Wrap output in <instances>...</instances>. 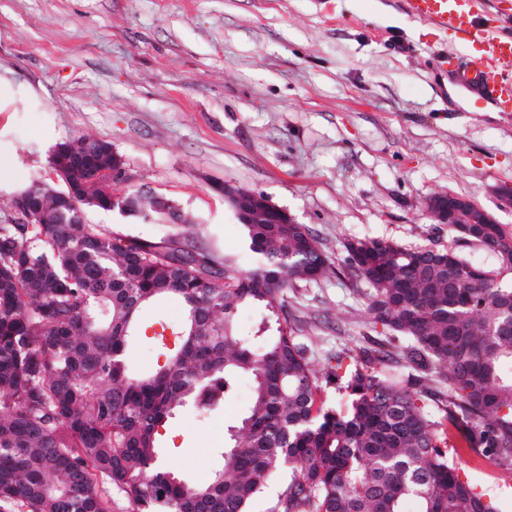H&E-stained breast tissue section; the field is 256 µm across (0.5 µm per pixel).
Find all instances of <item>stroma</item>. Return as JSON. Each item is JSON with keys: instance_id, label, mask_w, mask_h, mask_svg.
<instances>
[{"instance_id": "stroma-1", "label": "stroma", "mask_w": 512, "mask_h": 512, "mask_svg": "<svg viewBox=\"0 0 512 512\" xmlns=\"http://www.w3.org/2000/svg\"><path fill=\"white\" fill-rule=\"evenodd\" d=\"M459 46L402 0H0V224L18 222L16 192L54 181L57 144L90 136L122 156L133 189L192 217L201 251L243 271L254 258L217 189L224 182L287 210L335 263L346 241L368 237L493 267L426 211L450 192L512 229L496 195L512 185V110L473 108L438 62ZM85 219L147 240L168 231L94 208ZM294 296L320 319L309 331L316 358L359 356L373 330L350 277L297 283ZM184 317L173 298L142 310L144 333L128 350L136 374L165 361L159 322ZM250 396L244 376L218 413L177 412L160 438L171 470L206 480ZM455 464L512 512V470L468 448Z\"/></svg>"}]
</instances>
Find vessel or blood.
Segmentation results:
<instances>
[{
    "label": "vessel or blood",
    "mask_w": 512,
    "mask_h": 512,
    "mask_svg": "<svg viewBox=\"0 0 512 512\" xmlns=\"http://www.w3.org/2000/svg\"><path fill=\"white\" fill-rule=\"evenodd\" d=\"M404 8L439 31L454 30L463 43L477 45L476 54L450 60L456 80L475 105L512 108V30L486 24L485 0H404Z\"/></svg>",
    "instance_id": "b4317fda"
}]
</instances>
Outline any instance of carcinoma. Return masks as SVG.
Segmentation results:
<instances>
[{
	"mask_svg": "<svg viewBox=\"0 0 512 512\" xmlns=\"http://www.w3.org/2000/svg\"><path fill=\"white\" fill-rule=\"evenodd\" d=\"M109 185L75 201L112 208ZM27 197L55 224L0 225V512H111L106 478L134 512H254L285 476L267 512H500L459 479L470 448L512 470V231L450 224L492 256L489 270L459 252L375 239L344 244L333 267L305 224H245L255 257L241 272L189 237L156 241L96 224L44 185ZM365 285V318L382 336L362 365L330 354L319 370L301 336L314 316L287 303L299 281L333 272ZM174 296L186 320L154 373L133 375L127 345L147 304ZM268 311L252 331L241 307ZM400 357L406 375L382 376ZM251 402L211 478L190 484L162 463L159 428L175 411L208 415L239 376ZM345 381L334 406L324 385ZM435 391L437 411L421 394Z\"/></svg>",
	"mask_w": 512,
	"mask_h": 512,
	"instance_id": "1",
	"label": "carcinoma"
}]
</instances>
